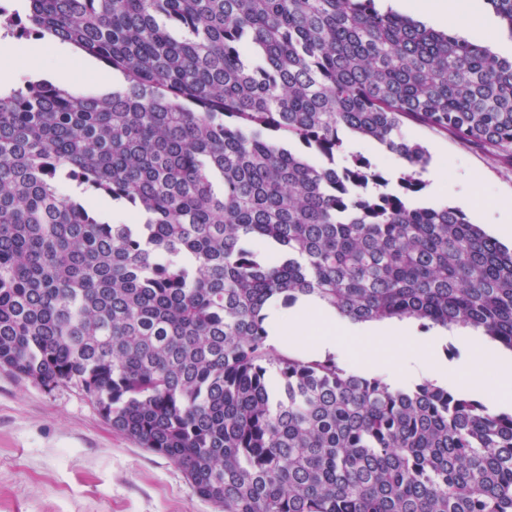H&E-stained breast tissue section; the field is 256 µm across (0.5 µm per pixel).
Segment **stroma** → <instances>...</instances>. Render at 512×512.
Listing matches in <instances>:
<instances>
[{"instance_id": "stroma-1", "label": "stroma", "mask_w": 512, "mask_h": 512, "mask_svg": "<svg viewBox=\"0 0 512 512\" xmlns=\"http://www.w3.org/2000/svg\"><path fill=\"white\" fill-rule=\"evenodd\" d=\"M406 137L440 158V187L418 201L457 205L460 177L485 182L465 207L487 233L492 205L512 200V171L486 150L408 121ZM0 512H221L201 499L169 459L114 430L78 389H46L0 370Z\"/></svg>"}]
</instances>
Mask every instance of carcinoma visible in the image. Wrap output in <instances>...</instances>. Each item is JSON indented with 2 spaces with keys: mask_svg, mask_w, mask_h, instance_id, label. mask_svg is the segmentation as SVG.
<instances>
[{
  "mask_svg": "<svg viewBox=\"0 0 512 512\" xmlns=\"http://www.w3.org/2000/svg\"><path fill=\"white\" fill-rule=\"evenodd\" d=\"M8 2L4 34L123 82L0 91V368L78 388L224 512H512V412L284 354L266 313L315 296L512 351V248L411 200L429 155L402 132L511 168L512 57L376 0ZM345 133L408 164L398 188L337 163ZM63 45H65L70 50L73 56V60L68 64L72 67L82 68L85 73H83V75H81L80 77L66 83H58L53 80L51 81L56 85L65 86L69 89L98 90V92L103 91L104 88L97 80L96 74L108 72L99 68L97 63L93 59L88 57H82L79 54H77L69 45Z\"/></svg>",
  "mask_w": 512,
  "mask_h": 512,
  "instance_id": "1",
  "label": "carcinoma"
}]
</instances>
